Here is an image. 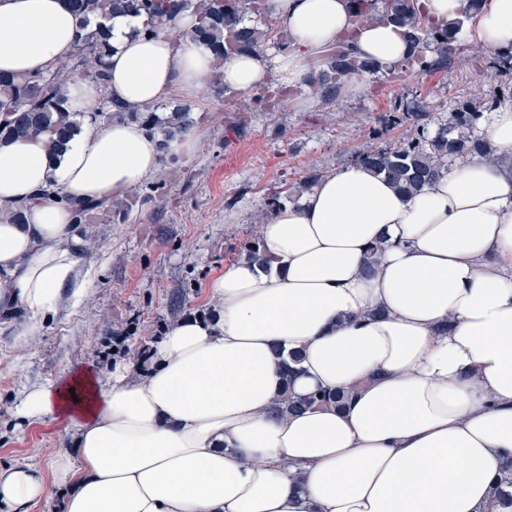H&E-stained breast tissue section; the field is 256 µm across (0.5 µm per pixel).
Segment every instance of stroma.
Returning a JSON list of instances; mask_svg holds the SVG:
<instances>
[{"label":"stroma","instance_id":"obj_1","mask_svg":"<svg viewBox=\"0 0 512 512\" xmlns=\"http://www.w3.org/2000/svg\"><path fill=\"white\" fill-rule=\"evenodd\" d=\"M455 45L438 71L361 74L364 91L339 96L332 110L313 101L308 87L300 91L312 101L304 111L281 99L236 112L237 95L211 88L197 100L162 101L161 116L188 106L200 133L195 152L161 162L134 189L133 208H113L110 221L87 225L79 298L65 297L27 336L0 320V465H44L70 445L64 423L31 427L13 418L23 387L87 370L105 378L117 362L137 367L133 350L150 348L172 322L203 309L214 274L255 242L258 217L298 202L310 171L338 169L365 147L409 138L415 122L406 113L416 99L431 134L463 100L511 106L512 79L499 75L495 54L473 56L460 36ZM392 113L399 120L386 125Z\"/></svg>","mask_w":512,"mask_h":512}]
</instances>
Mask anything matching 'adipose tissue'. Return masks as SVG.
<instances>
[{
  "mask_svg": "<svg viewBox=\"0 0 512 512\" xmlns=\"http://www.w3.org/2000/svg\"><path fill=\"white\" fill-rule=\"evenodd\" d=\"M414 7L430 28L463 19L468 41L512 51V0ZM266 8L287 45L220 64L206 46L145 36L146 15L106 19L110 99L194 100L216 71L242 96L272 74L300 88L342 42L383 73L411 51L398 25L355 23L350 0ZM80 32L67 0H0V71H53ZM160 156L146 126L117 116L82 124L60 153L0 143V314L43 324L86 256L76 209L142 185ZM16 210L24 223L4 221ZM260 250L265 262L225 263L212 304L170 325L146 369L19 392L15 416L64 422L72 447L45 470L0 467V512L55 489L59 512H487L512 460V168L474 154L407 194L354 163L277 208ZM285 388L349 398L279 415Z\"/></svg>",
  "mask_w": 512,
  "mask_h": 512,
  "instance_id": "adipose-tissue-1",
  "label": "adipose tissue"
}]
</instances>
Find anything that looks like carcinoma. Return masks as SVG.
<instances>
[{"label": "carcinoma", "mask_w": 512, "mask_h": 512, "mask_svg": "<svg viewBox=\"0 0 512 512\" xmlns=\"http://www.w3.org/2000/svg\"><path fill=\"white\" fill-rule=\"evenodd\" d=\"M351 2L355 5L356 22L365 23L382 13L405 27L412 43L423 47L434 44L435 59L428 61L421 55L405 61L404 65L417 66L421 70L447 66L455 51V33L426 28L412 0ZM68 3L73 11L84 17L120 11L144 12L153 21L149 33L164 30L174 38L184 36L185 32L169 27V22L177 14L190 12L198 20L197 26L190 30L191 37L211 46L221 57L243 50L262 51L270 40V29L244 23L245 14L264 10L263 0H68ZM106 47L107 38L103 30L87 31L78 35L74 55L48 74L21 79L0 74V139L49 134L56 138L57 144H64L77 126L76 113L67 107L65 91L69 86L82 92L95 91L100 97L98 116L104 119H110L114 114L139 118L142 109L118 105L105 94L103 58ZM330 68L334 80L314 82L317 98L324 104H331L337 99L340 80L359 71H372L371 66L353 55L346 45L330 53ZM481 116V105L467 102L450 113V122L441 127L434 137L428 138L420 130L403 142L385 147L372 146L360 152L357 161L384 174L406 192L418 191L448 170V165L475 152L491 154L492 148L476 134ZM189 128L187 109H172L166 135H171L174 129L186 133ZM110 210V201H88L76 210L75 222L91 224ZM346 398L347 395L338 392L332 396L323 394L301 400L286 392L279 400L277 411L290 413L306 406L340 405ZM506 487L512 488V463L502 469L491 489L492 497L502 499Z\"/></svg>", "instance_id": "obj_1"}]
</instances>
